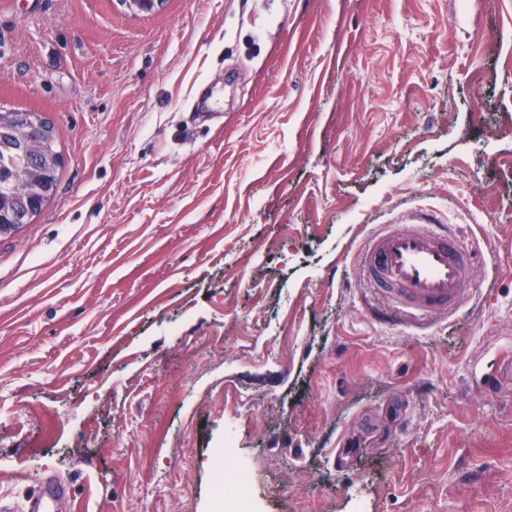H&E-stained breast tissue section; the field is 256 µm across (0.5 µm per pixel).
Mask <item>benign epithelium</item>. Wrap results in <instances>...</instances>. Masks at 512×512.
<instances>
[{"mask_svg":"<svg viewBox=\"0 0 512 512\" xmlns=\"http://www.w3.org/2000/svg\"><path fill=\"white\" fill-rule=\"evenodd\" d=\"M36 128V123L29 120L22 125L14 127L15 137L11 149L18 152L24 158L31 162V178L22 195L19 197L16 211L27 212L32 215L29 202L40 200L46 190L43 188L44 179L55 168L58 159L51 153L48 142L45 137L35 136L32 131Z\"/></svg>","mask_w":512,"mask_h":512,"instance_id":"obj_1","label":"benign epithelium"}]
</instances>
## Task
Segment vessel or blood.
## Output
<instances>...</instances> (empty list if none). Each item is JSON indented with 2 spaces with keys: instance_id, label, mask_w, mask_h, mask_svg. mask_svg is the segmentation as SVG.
<instances>
[{
  "instance_id": "b4317fda",
  "label": "vessel or blood",
  "mask_w": 512,
  "mask_h": 512,
  "mask_svg": "<svg viewBox=\"0 0 512 512\" xmlns=\"http://www.w3.org/2000/svg\"><path fill=\"white\" fill-rule=\"evenodd\" d=\"M460 225L437 223L427 214L417 224H386L362 250L368 280L384 295L386 317L412 321L432 313H458L471 291L473 265ZM68 489L57 480L43 482L28 501V512H48Z\"/></svg>"
}]
</instances>
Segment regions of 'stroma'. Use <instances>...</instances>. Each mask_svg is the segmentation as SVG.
<instances>
[{"label":"stroma","mask_w":512,"mask_h":512,"mask_svg":"<svg viewBox=\"0 0 512 512\" xmlns=\"http://www.w3.org/2000/svg\"><path fill=\"white\" fill-rule=\"evenodd\" d=\"M0 108L62 157L0 238V506L221 512L230 448L250 512H512V0H0ZM417 210L473 296L386 322ZM68 489L65 484L57 480H46L40 489L28 500L29 512L49 511L51 504L65 497Z\"/></svg>","instance_id":"35a3bbf8"}]
</instances>
